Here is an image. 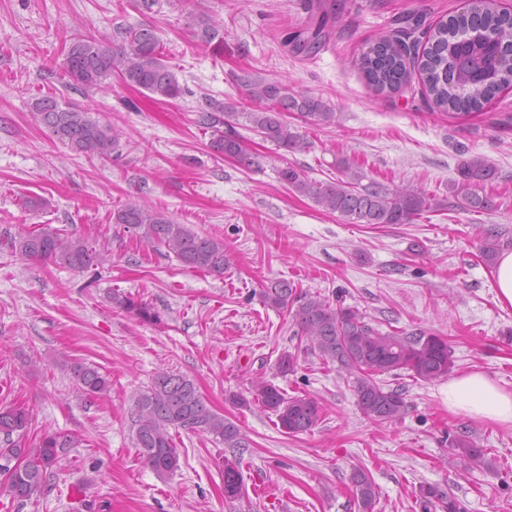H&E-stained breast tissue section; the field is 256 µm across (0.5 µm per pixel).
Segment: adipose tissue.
<instances>
[{
  "label": "adipose tissue",
  "instance_id": "adipose-tissue-1",
  "mask_svg": "<svg viewBox=\"0 0 512 512\" xmlns=\"http://www.w3.org/2000/svg\"><path fill=\"white\" fill-rule=\"evenodd\" d=\"M450 411L512 427V393L500 388L481 371H470L449 379L440 389Z\"/></svg>",
  "mask_w": 512,
  "mask_h": 512
}]
</instances>
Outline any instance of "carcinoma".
<instances>
[{
  "label": "carcinoma",
  "mask_w": 512,
  "mask_h": 512,
  "mask_svg": "<svg viewBox=\"0 0 512 512\" xmlns=\"http://www.w3.org/2000/svg\"><path fill=\"white\" fill-rule=\"evenodd\" d=\"M188 25L202 43L221 36L206 11L190 14ZM64 65L72 84L83 89H102L115 75L125 85L164 100L186 92L165 63L160 41L148 28L123 29L119 44L75 32L70 35ZM360 66L380 93L401 89L416 69L439 109L456 114L480 111L503 87L512 84V14L497 10L495 0H471L467 10L429 30L422 53L409 54L398 33H385L362 53ZM239 84L244 99L256 105L255 109L240 112L234 101H213L209 110L200 112L197 123L211 132L210 147L216 154L246 167H257L259 161L245 146L234 120L244 118L250 130L292 153L305 150L308 142L291 128L287 114L322 128L336 122V112L323 100L298 92L279 79L246 72ZM31 113L35 122L78 154L108 159L120 139L116 127L93 118L87 110L60 103L52 94L35 99ZM336 168L342 177L330 181L313 180L292 165L281 168L278 175L288 190L351 224H411L443 206L422 188H391L372 180L363 183L365 175L347 156L336 158ZM457 174L448 192L459 199V206L474 213L493 210V200L484 191L495 176L487 160L469 157L458 166ZM112 220L146 243L166 248L188 269L222 277L229 265L223 240L200 235L149 205L128 201L113 213ZM478 237L480 257L487 266L495 264L501 250L512 245L506 231L493 225L479 228ZM8 245L24 260L51 261L79 271L106 261L88 239L48 225L21 232ZM261 296L268 306L291 315L297 335L309 342L308 349L352 378L357 405L379 424L398 420L407 411L406 388L385 384L381 376H408L430 383L447 376L454 366L448 341L427 330L383 332L369 324L357 308L345 306L339 299L333 303L327 297L303 293L286 280L270 283ZM110 299L139 320H158L148 303L117 289ZM61 366L70 371L82 395L100 397L110 389L108 377L92 366L68 359L61 361ZM297 366V356L289 350L277 357L281 374L293 373ZM249 393V398L235 394L232 400L241 407L254 404L272 412L287 434L310 431L321 419L319 402L308 395L289 396L264 380L253 382ZM133 422L140 458L161 479L180 468L173 429H200L221 439L228 448L246 445L240 428L207 407L192 379L167 370L157 372L136 399ZM30 427L31 414L26 408L0 404V460L17 461L12 471L0 472V495L23 502L44 494L65 449L73 443L70 438L45 433L38 444L28 447L24 438ZM450 447L463 459H481L486 454L466 432L455 434ZM351 483L361 512H373L379 492L369 475L357 469ZM242 491L241 458H224V496L235 499ZM419 493L423 502L443 512H463L458 500L438 485L422 486Z\"/></svg>",
  "instance_id": "1"
}]
</instances>
